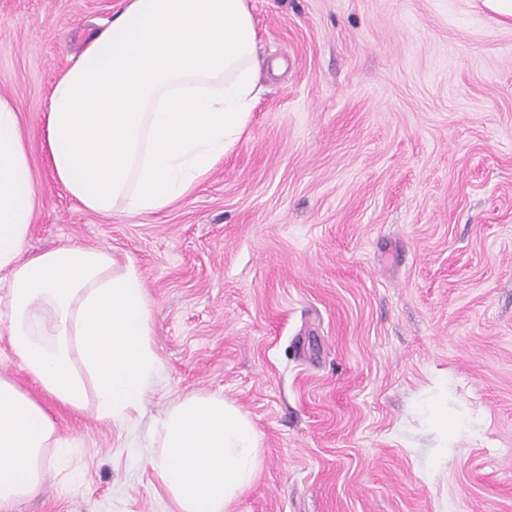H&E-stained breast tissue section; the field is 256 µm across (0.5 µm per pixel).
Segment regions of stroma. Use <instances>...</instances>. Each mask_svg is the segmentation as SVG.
<instances>
[{"instance_id":"35a3bbf8","label":"stroma","mask_w":512,"mask_h":512,"mask_svg":"<svg viewBox=\"0 0 512 512\" xmlns=\"http://www.w3.org/2000/svg\"><path fill=\"white\" fill-rule=\"evenodd\" d=\"M120 3L0 0V97L36 190L27 253L130 257L161 370L131 427L59 417L70 467L8 512H176L144 458L192 393L261 438L230 512H512V23L479 0H250L240 141L167 210L104 217L44 126Z\"/></svg>"}]
</instances>
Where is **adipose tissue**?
Instances as JSON below:
<instances>
[{"label": "adipose tissue", "mask_w": 512, "mask_h": 512, "mask_svg": "<svg viewBox=\"0 0 512 512\" xmlns=\"http://www.w3.org/2000/svg\"><path fill=\"white\" fill-rule=\"evenodd\" d=\"M248 0H124L58 77L45 146L91 213H158L241 139L260 89ZM18 109L0 98V316L35 383L0 376V508L66 467L54 411L131 425L160 372L144 279L131 259L67 243L24 256L35 202ZM148 464L177 512H229L258 467L237 407L191 394L157 417Z\"/></svg>", "instance_id": "ef3b65f1"}]
</instances>
